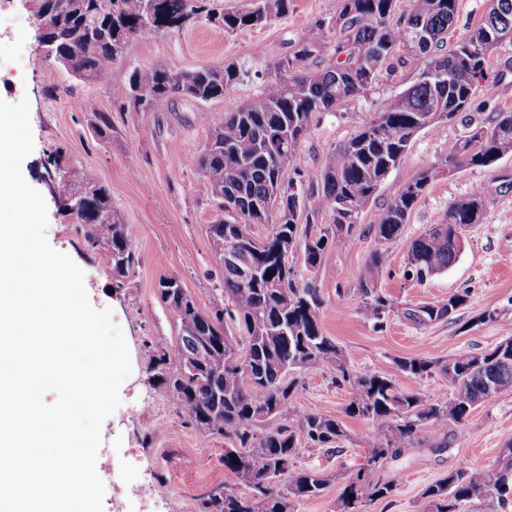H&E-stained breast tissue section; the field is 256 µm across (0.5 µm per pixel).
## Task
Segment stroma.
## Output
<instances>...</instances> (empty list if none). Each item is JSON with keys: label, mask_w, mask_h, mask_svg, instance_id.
<instances>
[{"label": "stroma", "mask_w": 512, "mask_h": 512, "mask_svg": "<svg viewBox=\"0 0 512 512\" xmlns=\"http://www.w3.org/2000/svg\"><path fill=\"white\" fill-rule=\"evenodd\" d=\"M286 17L264 27L232 34L214 24L194 21L176 33L130 40L123 54L109 65L102 83L80 80L58 64L42 60L36 28L27 0H8L0 22V99H28L34 149L22 163L26 182L44 194L49 244L67 254L83 270L93 307L108 308L122 329L132 373L120 389L121 404L105 420L96 467L114 482L106 490L104 512H200V501L223 488L228 479L222 458V436L196 431L186 424L175 400L154 382L149 372V342L172 341L173 318L158 298L161 278H178L203 311L221 300V275L206 233L217 213L207 182L189 159L203 147L209 130L222 123L256 95L270 78L274 63L301 42L327 45L317 19L336 13V0H290ZM236 64L242 73L233 90L200 103L173 97L158 103L151 117L121 108L114 86L127 82L133 69L167 66L192 70ZM419 62L399 67L367 94L354 97L336 111L318 114L302 141L290 170L320 166L326 151L347 139L378 111L382 100L413 84ZM484 108L476 120L496 112H512V44L491 57L488 79L477 93ZM109 116L110 131L101 118ZM466 133L464 121L453 119L415 135L399 166L378 191V199L360 216L348 245L333 247L325 257L317 286L324 297L323 330L342 349L356 371L376 370L404 389L417 388L427 399L447 401L450 389L439 374L423 379L403 372V360L448 361L462 354H481L512 336V192L496 196L481 223L464 231L458 260L423 283L402 277L407 243L429 225L439 223L449 203L490 181L492 170L463 168L437 177L427 187L403 225L397 242L384 244L377 234L383 206L396 197L410 178L435 164L450 141ZM71 175L92 172L105 186L122 224L135 240L139 263L124 285H116L104 251H91L44 182V163L54 150ZM386 249L388 273L378 282L398 308L404 304L437 302L463 289L470 297L454 319L418 327L399 313H389L383 329L366 323L358 313V288L366 263L377 249ZM292 402L325 415L341 414L347 388L337 386L329 368L299 375ZM349 438L327 450L302 445L299 467L331 475L323 495L297 503L295 512H337L347 477L366 461L376 425L362 418L345 421ZM448 445L404 448L388 461L377 478L395 481L389 498L367 506L366 512H422L427 485L459 466L482 470L495 464L512 444V389L492 403L479 406L464 423L449 424ZM138 487L142 496L129 497L125 488Z\"/></svg>", "instance_id": "35a3bbf8"}]
</instances>
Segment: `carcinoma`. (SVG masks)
I'll return each mask as SVG.
<instances>
[{
    "label": "carcinoma",
    "mask_w": 512,
    "mask_h": 512,
    "mask_svg": "<svg viewBox=\"0 0 512 512\" xmlns=\"http://www.w3.org/2000/svg\"><path fill=\"white\" fill-rule=\"evenodd\" d=\"M458 0H336V15L318 19L322 34L333 40L323 53L300 43L274 64V78L246 104L211 128L204 149L191 165L210 186L221 216L208 225L213 249L232 245L241 257L262 266L259 277L244 280L236 266H220L223 302L205 313L181 283L160 280V298L176 321L177 336L153 346L150 370L155 383L168 390L201 433L220 434L224 471L234 482L202 499V512H294L295 503L322 496L331 476L300 468L301 442L336 449L347 439L338 416L292 405L298 386L292 373L330 367L337 385L349 390L344 414L376 424L366 463L351 474L340 497V512H365L367 504L390 497L397 485L372 478L374 470L400 456L401 448L441 439L448 423H462L481 403H490L512 388V356L495 348L485 354L461 355L454 361L412 359L403 372L422 379L439 372L451 389L449 402H431L417 389H401L374 370L357 372L322 327L324 299L313 279L298 278L293 262L302 248L308 271H323L328 251L350 242L362 212L376 199L388 174L403 159L413 137L437 112L455 118L475 102V91L488 78L490 55L512 44V0H490L480 24L446 47ZM145 0H31L33 18L46 22V47L71 64L81 80L109 79V63L134 38L174 33L172 23L193 16L217 22L227 33L263 27L288 14L290 0H251L249 8L217 9L210 0H154L153 16H144ZM428 33L429 44L415 46L412 34ZM424 59L446 72L440 82L420 78L385 99L377 116L347 140L328 149L321 166L311 171L285 170L309 133L315 114L334 112L348 99L368 92L409 59ZM239 70L200 67L173 70L164 66L135 69L113 95L146 118L160 101L179 95L207 102L221 98L239 81ZM144 89L152 107L129 97ZM512 154V112H497L486 123L470 125L468 134L448 143L437 163L415 173L379 214L377 230L388 243L426 187L438 175L461 167L488 168ZM288 197V211L273 214L266 206L274 188ZM512 189V180L496 174L470 193L453 200L442 220L406 245L403 277L421 282L447 270L463 246L462 227L481 223L488 204ZM67 193L81 201L68 213L86 246H105L117 283L133 273L137 246L112 207L110 194L85 172L72 178ZM329 217V223L321 220ZM268 225L271 238L259 249L253 226ZM305 235H299L300 225ZM387 268V251L377 250L361 281L359 314L373 328H383L392 299L377 283ZM470 292L448 295L403 309V317L427 326L451 317ZM504 461L488 470L460 466L426 486L428 512H465L474 501L496 497L501 512L512 507V444Z\"/></svg>",
    "instance_id": "carcinoma-1"
}]
</instances>
